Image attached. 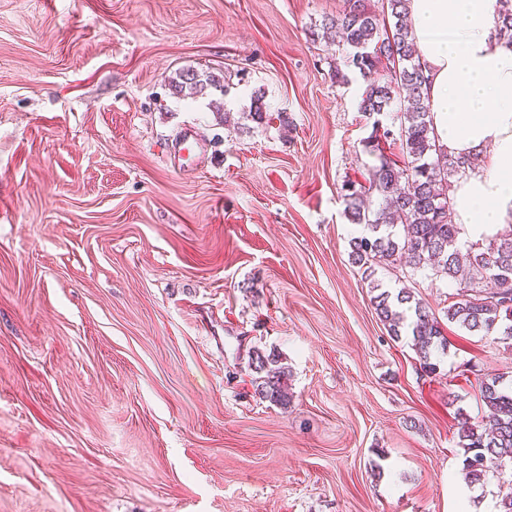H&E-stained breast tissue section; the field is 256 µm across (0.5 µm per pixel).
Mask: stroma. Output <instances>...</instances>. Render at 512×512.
Returning <instances> with one entry per match:
<instances>
[{"instance_id":"obj_1","label":"stroma","mask_w":512,"mask_h":512,"mask_svg":"<svg viewBox=\"0 0 512 512\" xmlns=\"http://www.w3.org/2000/svg\"><path fill=\"white\" fill-rule=\"evenodd\" d=\"M342 4L0 0V512H496L458 417L512 344L448 323L423 373L371 286L439 317L455 287L349 258L341 187L376 157L316 36ZM187 69L233 124L172 94ZM222 75L213 72L199 73L193 70L179 72L176 78H172L169 85L172 93L178 97H190L219 92L221 96L229 92V84L225 83ZM249 367L260 375L256 392L261 398L282 406L288 405L285 371L276 354H266L259 349L249 351Z\"/></svg>"}]
</instances>
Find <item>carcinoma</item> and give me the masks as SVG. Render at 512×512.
I'll use <instances>...</instances> for the list:
<instances>
[{"mask_svg":"<svg viewBox=\"0 0 512 512\" xmlns=\"http://www.w3.org/2000/svg\"><path fill=\"white\" fill-rule=\"evenodd\" d=\"M408 0H382L386 8L377 14L366 0H344L343 9L322 20L323 37L341 34L348 47L343 70L359 73L365 87L359 111L374 119L370 152L378 153L365 182L343 185L345 216L363 227L350 240L352 263L371 278L375 267L405 259L414 271L457 285V299L448 305L446 318L470 333L495 330L512 339V224L485 239L465 246L459 241L460 225L450 190L453 178L475 171L478 155L447 153L435 137L428 112L426 78L407 23ZM496 33L500 44L512 49V0H498ZM172 93L190 97L218 92L229 84L213 72L183 71L169 82ZM246 117L260 124L266 118L264 94H256ZM399 122L398 133L384 124ZM396 137L402 161L379 150L375 141ZM378 319L389 335L412 337L421 368L432 374L435 353L447 346L441 322L415 298L412 289L397 293L384 290L373 297ZM249 367L259 374L258 395L288 405L285 371L274 353L249 352ZM480 394L488 420L458 422L463 448L462 479L469 487L485 486L488 475L512 471V384L497 376L481 381Z\"/></svg>","mask_w":512,"mask_h":512,"instance_id":"1","label":"carcinoma"}]
</instances>
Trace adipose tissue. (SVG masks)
<instances>
[{"instance_id": "obj_1", "label": "adipose tissue", "mask_w": 512, "mask_h": 512, "mask_svg": "<svg viewBox=\"0 0 512 512\" xmlns=\"http://www.w3.org/2000/svg\"><path fill=\"white\" fill-rule=\"evenodd\" d=\"M432 127L449 153L487 150L453 185L459 238L480 242L512 219V50L496 37L497 0H409Z\"/></svg>"}]
</instances>
